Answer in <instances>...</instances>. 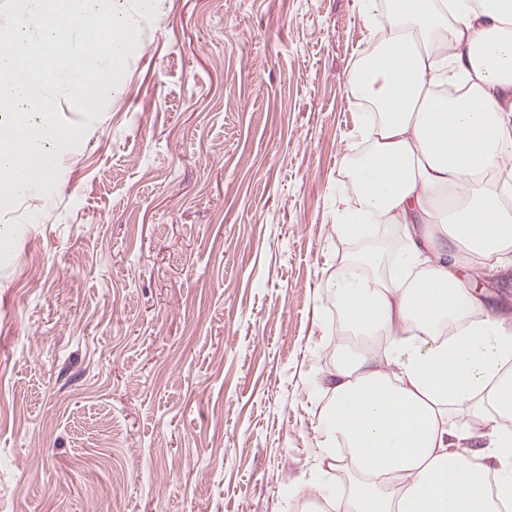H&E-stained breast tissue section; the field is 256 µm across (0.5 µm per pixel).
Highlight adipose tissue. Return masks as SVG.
<instances>
[{
	"instance_id": "1",
	"label": "adipose tissue",
	"mask_w": 512,
	"mask_h": 512,
	"mask_svg": "<svg viewBox=\"0 0 512 512\" xmlns=\"http://www.w3.org/2000/svg\"><path fill=\"white\" fill-rule=\"evenodd\" d=\"M373 50L360 157L331 207L360 243L325 290L351 336L326 382L319 461L343 482L306 512H501L512 503V318L470 285L512 261V0H359ZM395 224L407 244L371 247ZM480 441L477 454L463 441Z\"/></svg>"
}]
</instances>
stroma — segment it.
<instances>
[{"mask_svg":"<svg viewBox=\"0 0 512 512\" xmlns=\"http://www.w3.org/2000/svg\"><path fill=\"white\" fill-rule=\"evenodd\" d=\"M52 197L0 212V512H302L351 243L356 0H157ZM512 312V268L478 277Z\"/></svg>","mask_w":512,"mask_h":512,"instance_id":"1","label":"stroma"}]
</instances>
